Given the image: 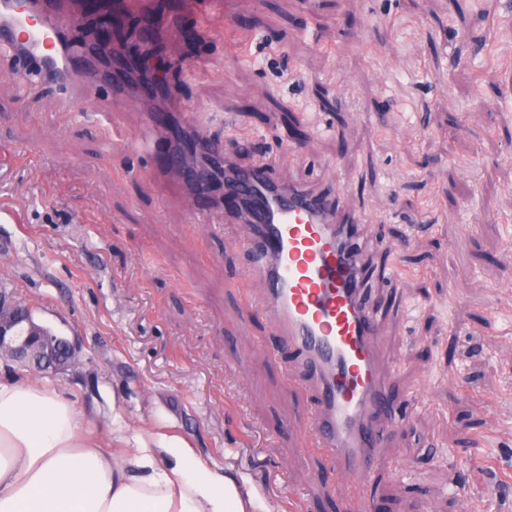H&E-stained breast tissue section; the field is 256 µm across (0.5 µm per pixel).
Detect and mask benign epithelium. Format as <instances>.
Instances as JSON below:
<instances>
[{
  "mask_svg": "<svg viewBox=\"0 0 512 512\" xmlns=\"http://www.w3.org/2000/svg\"><path fill=\"white\" fill-rule=\"evenodd\" d=\"M81 346L46 326L13 289L0 287V357L47 374H65L76 365Z\"/></svg>",
  "mask_w": 512,
  "mask_h": 512,
  "instance_id": "benign-epithelium-1",
  "label": "benign epithelium"
}]
</instances>
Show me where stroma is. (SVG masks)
<instances>
[{"label": "stroma", "instance_id": "35a3bbf8", "mask_svg": "<svg viewBox=\"0 0 512 512\" xmlns=\"http://www.w3.org/2000/svg\"><path fill=\"white\" fill-rule=\"evenodd\" d=\"M199 30L162 46L191 73L177 89L85 84L81 123L0 56V285L84 361L37 381L103 443L177 436L269 512H348L249 222L193 223L179 180L127 144L158 105L359 220L405 411L366 512H512V0H219Z\"/></svg>", "mask_w": 512, "mask_h": 512}]
</instances>
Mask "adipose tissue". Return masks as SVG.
Masks as SVG:
<instances>
[{
  "label": "adipose tissue",
  "instance_id": "ef3b65f1",
  "mask_svg": "<svg viewBox=\"0 0 512 512\" xmlns=\"http://www.w3.org/2000/svg\"><path fill=\"white\" fill-rule=\"evenodd\" d=\"M256 499L164 434L100 447L66 397L0 377V512H255Z\"/></svg>",
  "mask_w": 512,
  "mask_h": 512
}]
</instances>
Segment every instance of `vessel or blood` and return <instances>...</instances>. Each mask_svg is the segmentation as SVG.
<instances>
[{
    "instance_id": "obj_1",
    "label": "vessel or blood",
    "mask_w": 512,
    "mask_h": 512,
    "mask_svg": "<svg viewBox=\"0 0 512 512\" xmlns=\"http://www.w3.org/2000/svg\"><path fill=\"white\" fill-rule=\"evenodd\" d=\"M62 28L45 0H28L22 11L15 0H0V51L16 58L21 83L54 79L58 98L79 120L83 84L107 79L120 94L130 84L107 77L95 52L78 49L76 35L61 39ZM207 149L221 165H196L187 145L177 143L162 170L193 196L194 219L218 205L225 217L251 222L252 269L265 282L275 334L316 393L315 443L332 455L339 475L368 482L397 409L374 343L378 323L359 226L339 219L337 199L239 167L220 145Z\"/></svg>"
}]
</instances>
